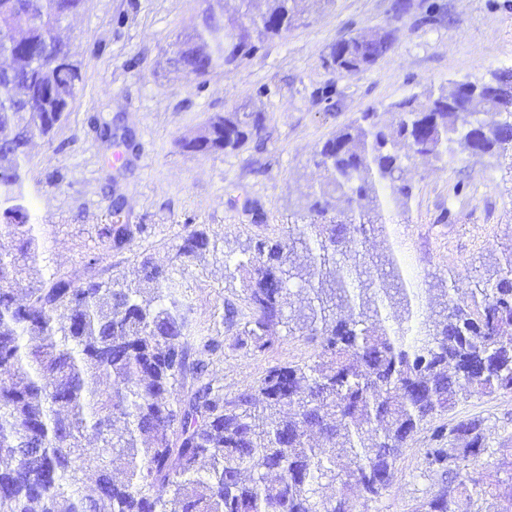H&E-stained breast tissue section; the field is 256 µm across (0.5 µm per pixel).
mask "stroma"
Masks as SVG:
<instances>
[{"instance_id": "1", "label": "stroma", "mask_w": 512, "mask_h": 512, "mask_svg": "<svg viewBox=\"0 0 512 512\" xmlns=\"http://www.w3.org/2000/svg\"><path fill=\"white\" fill-rule=\"evenodd\" d=\"M397 0H307L302 24L267 40L229 71L206 79L170 73L169 45L201 19L204 0H86L66 35L81 67L82 90L50 136L35 140L23 170L26 221L42 246L43 272L79 279L92 271L113 283L131 281L143 260L169 268L193 340L212 339L208 374L227 396L256 388L267 370L315 359L318 349L296 325L274 327L257 350L244 332L249 316L242 277L226 259L252 258L257 239H279L300 223L306 195L320 179L315 150L377 108L429 89L485 81L512 60V0H408L394 21ZM397 22L390 50L371 68L340 77L326 64L336 41ZM260 113L261 139L235 151L190 153L181 139L213 115L239 104ZM111 122L133 138L123 164L112 162L96 126ZM408 176V210L394 207L386 235L368 249L390 246L407 279L439 288L455 273L456 297L476 279L494 277L512 251V157L461 154L441 165L421 162ZM122 219L146 225L132 247L110 248L102 231L112 205ZM206 232L209 247L182 264L177 250L186 228ZM484 419L492 432V479L512 476V393L460 400L438 416ZM431 426L408 439L390 487L353 512H415L442 485L427 470Z\"/></svg>"}]
</instances>
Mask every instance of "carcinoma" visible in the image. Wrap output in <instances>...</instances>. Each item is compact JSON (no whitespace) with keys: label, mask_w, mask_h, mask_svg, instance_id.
<instances>
[{"label":"carcinoma","mask_w":512,"mask_h":512,"mask_svg":"<svg viewBox=\"0 0 512 512\" xmlns=\"http://www.w3.org/2000/svg\"><path fill=\"white\" fill-rule=\"evenodd\" d=\"M84 0H0V512H351L350 494L379 497L422 425L475 394L512 393V257L469 299L423 304L393 251L365 243L385 232L393 203L408 209L410 166L512 147V68L462 95L432 90L376 110L314 152L325 173L307 194L308 222L258 239L256 260L234 271L246 283L255 348L292 305L320 348L311 364L272 368L257 389L233 397L206 377L188 322L168 292L170 272L149 261L143 277L114 288L90 274L77 283L40 274V246L23 225V167L81 90L79 65L61 38ZM304 19V0H238L232 14L171 43L170 66L203 78L256 51ZM395 27L335 44L327 63L356 75L390 48ZM264 130L243 107L212 116L181 140L187 152L238 150ZM145 232L115 221L104 235L123 249ZM209 240L189 232L179 255ZM35 275L23 298L13 285ZM190 371L196 388L172 398ZM484 421L451 420L433 431L425 466L444 486L417 512H492L512 483L472 476L493 465ZM97 463L94 494L85 464ZM123 470L112 471V462Z\"/></svg>","instance_id":"1"}]
</instances>
